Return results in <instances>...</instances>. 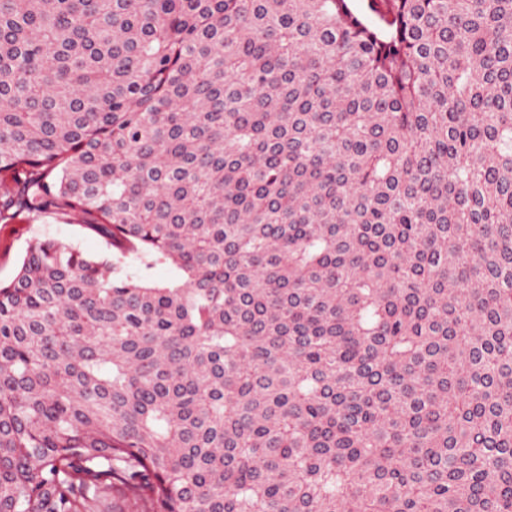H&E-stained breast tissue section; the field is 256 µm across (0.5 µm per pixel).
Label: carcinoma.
Instances as JSON below:
<instances>
[{"label":"carcinoma","mask_w":512,"mask_h":512,"mask_svg":"<svg viewBox=\"0 0 512 512\" xmlns=\"http://www.w3.org/2000/svg\"><path fill=\"white\" fill-rule=\"evenodd\" d=\"M21 212L0 512H512V0H0ZM35 236L54 237L72 242L87 254L105 249L102 238L86 233L67 217L23 213L9 220H0V280H10L18 270L27 243Z\"/></svg>","instance_id":"carcinoma-1"}]
</instances>
